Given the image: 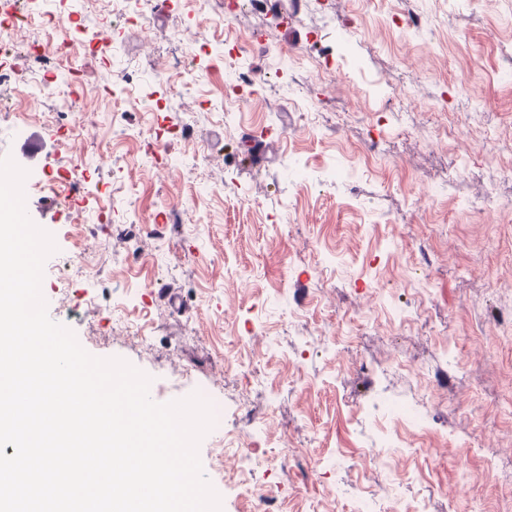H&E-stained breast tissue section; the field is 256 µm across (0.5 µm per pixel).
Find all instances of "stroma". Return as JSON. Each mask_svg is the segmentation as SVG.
<instances>
[{
    "instance_id": "stroma-1",
    "label": "stroma",
    "mask_w": 512,
    "mask_h": 512,
    "mask_svg": "<svg viewBox=\"0 0 512 512\" xmlns=\"http://www.w3.org/2000/svg\"><path fill=\"white\" fill-rule=\"evenodd\" d=\"M417 5L421 29L403 0H143L134 25L86 0L72 21L100 50L66 69L128 80L83 86L68 120L27 100L24 50L0 53V158L56 244L48 314L155 402L221 403L199 456L222 512H512V179L493 176L512 167V0ZM259 126L283 136L255 152ZM134 220L152 231L129 246Z\"/></svg>"
}]
</instances>
